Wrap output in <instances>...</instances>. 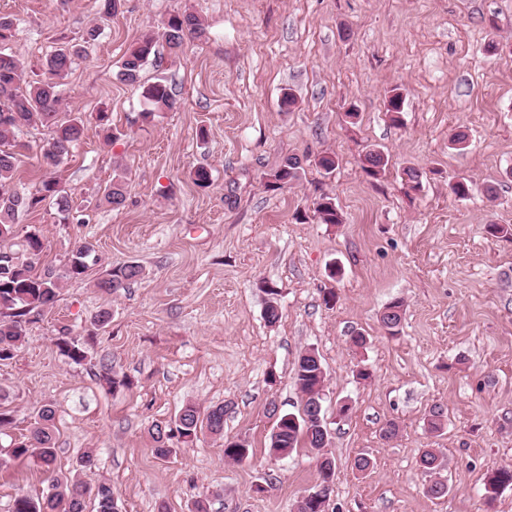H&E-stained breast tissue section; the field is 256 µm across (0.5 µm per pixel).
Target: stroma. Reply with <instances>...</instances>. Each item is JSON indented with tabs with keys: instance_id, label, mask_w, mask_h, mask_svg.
I'll return each instance as SVG.
<instances>
[{
	"instance_id": "obj_1",
	"label": "stroma",
	"mask_w": 512,
	"mask_h": 512,
	"mask_svg": "<svg viewBox=\"0 0 512 512\" xmlns=\"http://www.w3.org/2000/svg\"><path fill=\"white\" fill-rule=\"evenodd\" d=\"M184 11L207 36L176 56L159 46L142 78H165L180 106L143 121L140 87L119 77L122 55ZM96 12L94 0H0L17 29L11 48L34 68ZM288 88L297 104L285 112ZM393 88L405 97L397 123L384 106ZM58 90L83 113L86 134L48 171L40 151L49 129L25 128L17 178L30 190L52 174L72 210L61 220L48 200L22 213L14 250L35 227L40 266L65 271L88 243L105 262H136L145 275L111 296L94 286L101 267L66 280L0 362V407L13 412L15 433L43 406L54 409L57 474L80 470L92 453L85 479L110 484L121 512H191L204 498L210 512H294L319 482L316 455L269 456L268 407L300 410L294 364L312 347L327 373L336 462L328 512H512V490L492 501L486 492L495 470L512 467V239L485 230L512 226V0H122ZM100 112L112 141L96 125ZM458 132L462 151L451 142ZM370 149L388 160L376 178L360 165ZM324 152L338 160L328 177L314 164ZM291 155L303 161L300 180L269 188L267 173ZM119 166L126 201L112 208L101 191ZM198 166L211 172L209 188L195 185ZM409 166L425 174L421 192L402 180ZM457 177L473 182L470 198L449 194ZM325 194L342 223L314 218ZM267 284L279 292L273 324ZM396 299L405 312L390 336L380 314ZM104 307L112 320L98 330L91 318ZM66 332L85 342L86 361L60 354ZM357 333L365 349L351 344ZM106 365L131 387L101 385ZM362 367L370 379H356ZM344 400L351 410L341 418ZM188 403L225 405L223 438L202 434L157 458L149 428ZM437 404L445 425L432 433L426 416ZM389 421L399 426L391 440L381 435ZM238 438L253 453L227 461L224 442ZM425 448L448 462L444 499L425 492ZM359 456L370 459L367 471L354 469ZM46 486L37 462L0 455V512L16 493Z\"/></svg>"
}]
</instances>
